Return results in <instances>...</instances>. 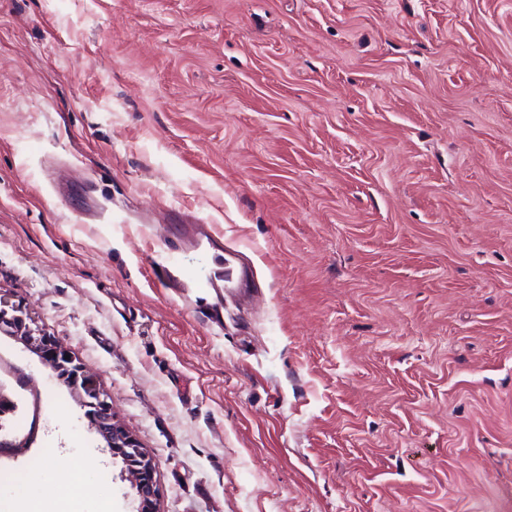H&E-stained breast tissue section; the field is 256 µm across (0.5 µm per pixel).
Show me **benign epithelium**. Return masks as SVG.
<instances>
[{
    "mask_svg": "<svg viewBox=\"0 0 512 512\" xmlns=\"http://www.w3.org/2000/svg\"><path fill=\"white\" fill-rule=\"evenodd\" d=\"M0 330L22 341L40 355L54 373L65 372L70 386L79 393V404L90 427L105 442L112 457L122 460L121 477L129 482L137 503L136 512H157L160 495L153 464L137 440L116 419L109 396L96 386L95 376L69 357L66 346L33 326L22 303L0 298Z\"/></svg>",
    "mask_w": 512,
    "mask_h": 512,
    "instance_id": "obj_1",
    "label": "benign epithelium"
}]
</instances>
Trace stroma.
I'll use <instances>...</instances> for the list:
<instances>
[{
	"label": "stroma",
	"instance_id": "stroma-1",
	"mask_svg": "<svg viewBox=\"0 0 512 512\" xmlns=\"http://www.w3.org/2000/svg\"><path fill=\"white\" fill-rule=\"evenodd\" d=\"M228 248L251 288L152 265ZM0 295L94 373L158 512H512V0H0ZM0 384V474L93 454L58 512H133L1 332Z\"/></svg>",
	"mask_w": 512,
	"mask_h": 512
}]
</instances>
